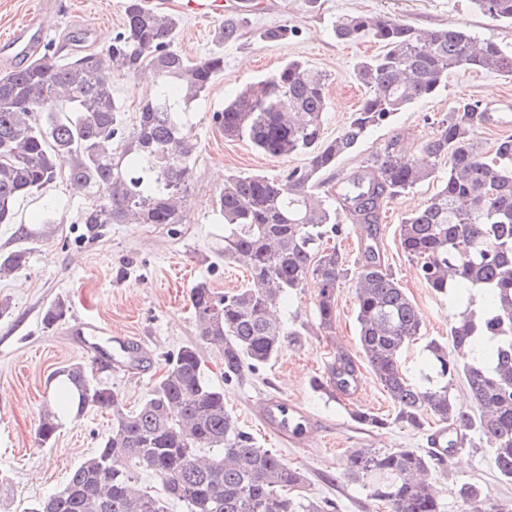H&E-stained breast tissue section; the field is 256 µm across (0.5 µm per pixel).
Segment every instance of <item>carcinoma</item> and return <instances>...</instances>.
<instances>
[{"instance_id":"1","label":"carcinoma","mask_w":512,"mask_h":512,"mask_svg":"<svg viewBox=\"0 0 512 512\" xmlns=\"http://www.w3.org/2000/svg\"><path fill=\"white\" fill-rule=\"evenodd\" d=\"M492 21L512 24V0H471ZM177 16L126 0L124 22L103 49L61 59L42 53L0 72V224L15 220L21 198H39L61 176L76 193L98 186L80 223L95 237L106 224H179L183 190L196 152L192 106L224 73V54L190 59L174 46ZM245 23L227 16L219 43H234ZM338 41L370 35L382 52L356 64L364 98L334 138L324 132L327 78L292 58L240 90L212 113L224 138L244 140L272 158L300 155L285 178L233 174L216 199L224 218V259L243 263L245 286L219 294L197 282L190 303L199 336L221 344L224 379L240 378L275 360L298 332L274 311L317 279L318 328L332 330L336 288L353 274L357 340L372 373L394 407V423L411 430L429 420L456 426L445 455L414 448H353L342 475L359 482L389 512H446V497L470 512H501L479 483L437 485L460 449L489 450L497 477L512 485V136L485 151L475 140L485 107L462 100L436 122L416 155L391 140L365 158L341 183L321 181L376 128L409 106L436 95L457 70L512 78V51L462 26L416 29L388 16H348L332 29ZM148 73L155 96L139 105L136 122L113 95L112 76ZM448 176L421 208L401 218L398 241L417 275L455 310L448 341L425 345L434 375L410 377L403 353L422 339L416 304L385 264L378 224L402 193ZM359 224L366 242L354 268L326 243ZM27 253L0 260V276L25 265ZM62 300L44 323L65 320ZM469 390L464 410L450 393ZM56 396L40 413L38 436L47 443L67 420L91 407L112 413V434L69 474L64 486L34 501L26 512H168V500L186 512H338L336 502H304L305 475L272 448H259L224 406V390L205 377L196 346H184L167 363L149 395L125 408L93 369L72 363L55 370ZM350 356L330 366L329 381H314L337 400L356 386ZM146 471L164 495L145 486Z\"/></svg>"}]
</instances>
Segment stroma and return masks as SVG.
I'll return each mask as SVG.
<instances>
[{
	"mask_svg": "<svg viewBox=\"0 0 512 512\" xmlns=\"http://www.w3.org/2000/svg\"><path fill=\"white\" fill-rule=\"evenodd\" d=\"M246 12L241 38L222 46L216 38L218 20L181 16L177 48L198 59L224 52V72L197 102L194 135L198 147L184 194L187 202L178 224H108L98 238L88 239L78 217L85 198L74 195L58 179L38 199L20 203L16 221L0 224V254L25 251V267L0 279V512H24L36 498L62 488L69 472L98 448L112 431L108 411L91 408L66 422L48 444L37 436L39 413L50 399V373L74 362H88L93 346L111 351L112 339L125 337L143 346L145 361L133 367L102 372L100 378L118 392L126 408H137L148 396L169 358L184 346H197L208 380L224 391V402L240 427L257 446L277 450L306 476L303 496L313 501L336 500L339 512H387L364 487L341 476L348 449L414 448L428 452L429 430L413 431L393 421L394 408L368 367L362 366L357 345L355 293L351 280L336 291V321L331 337L317 328L316 289L291 295L279 316L298 335L272 362L238 379L224 377L221 348L202 342L189 305L193 285L204 281L222 293L245 285L247 273L224 260V224L216 209L223 185L215 169L225 174H265L276 177L300 165L301 157L271 158L242 140L225 139L211 120L237 89L275 70L289 57H300L329 79L330 100L325 134L341 131L364 94L355 78L360 56L379 52L373 37L341 43L331 34L334 23L347 15L381 14L413 27L429 29L456 25L476 36L493 38L512 50V25L496 23L476 11L470 0H260ZM125 0H55L44 13L43 0H0V46L14 30L32 21H47L48 48L65 56L84 47L106 46L107 35L123 24ZM288 27L286 42L265 39L266 30ZM500 105L506 126L478 128L483 149L512 135V78L494 73L458 70L434 97L397 114L394 122L376 129L354 153L325 174L334 183L357 170L362 160L389 140H399L417 152L430 139L436 122L460 100ZM438 180L425 182L391 202L381 219L379 237L387 265L414 300L423 316L426 338L448 335L451 311L447 301L419 280L415 265L398 244V224L404 213L423 205L438 189ZM64 299V322L48 328L45 310ZM360 362V384L353 396L327 399L313 386L328 376L336 350ZM280 394L311 413L316 423L297 445L284 443L253 412L263 396ZM384 418L385 426L369 428L354 422L353 412ZM458 460L437 472L436 482L450 487L476 481L487 487L507 512H512V485H503L484 448H463Z\"/></svg>",
	"mask_w": 512,
	"mask_h": 512,
	"instance_id": "obj_1",
	"label": "stroma"
}]
</instances>
